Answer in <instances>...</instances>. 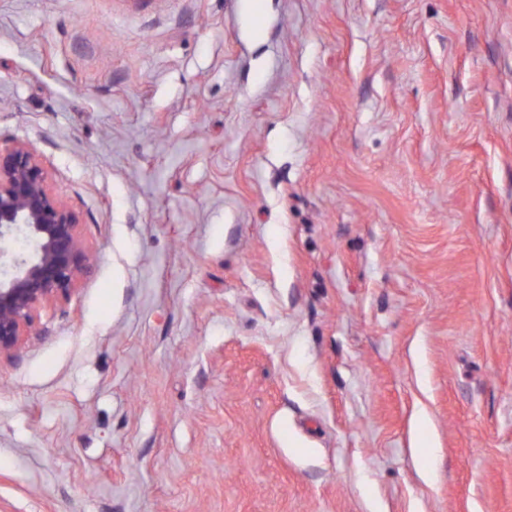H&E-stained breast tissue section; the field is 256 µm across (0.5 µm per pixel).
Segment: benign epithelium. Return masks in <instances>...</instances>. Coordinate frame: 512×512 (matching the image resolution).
Here are the masks:
<instances>
[{"label": "benign epithelium", "mask_w": 512, "mask_h": 512, "mask_svg": "<svg viewBox=\"0 0 512 512\" xmlns=\"http://www.w3.org/2000/svg\"><path fill=\"white\" fill-rule=\"evenodd\" d=\"M26 141L0 145V357L35 334V312L68 297L88 272L78 212Z\"/></svg>", "instance_id": "7a95c632"}]
</instances>
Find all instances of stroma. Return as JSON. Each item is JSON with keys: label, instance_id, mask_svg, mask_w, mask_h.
Returning <instances> with one entry per match:
<instances>
[{"label": "stroma", "instance_id": "1", "mask_svg": "<svg viewBox=\"0 0 512 512\" xmlns=\"http://www.w3.org/2000/svg\"><path fill=\"white\" fill-rule=\"evenodd\" d=\"M0 140L94 258L0 512H512V0H0Z\"/></svg>", "mask_w": 512, "mask_h": 512}]
</instances>
